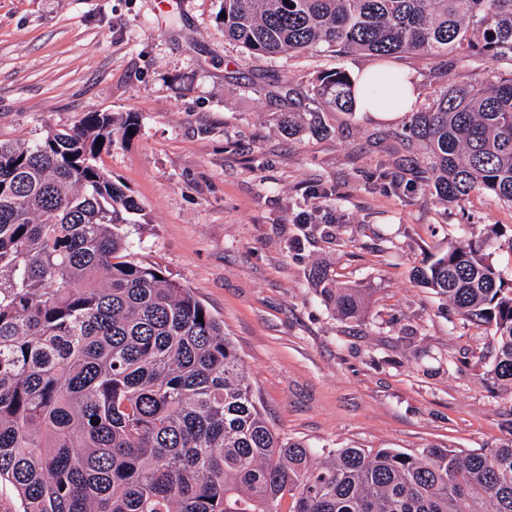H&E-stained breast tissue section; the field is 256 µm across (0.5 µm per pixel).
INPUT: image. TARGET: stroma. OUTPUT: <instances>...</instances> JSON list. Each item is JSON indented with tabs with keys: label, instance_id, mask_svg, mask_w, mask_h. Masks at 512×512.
Here are the masks:
<instances>
[{
	"label": "stroma",
	"instance_id": "1",
	"mask_svg": "<svg viewBox=\"0 0 512 512\" xmlns=\"http://www.w3.org/2000/svg\"><path fill=\"white\" fill-rule=\"evenodd\" d=\"M221 0H0V140L42 137L88 111L132 114L100 165L140 204L128 261L191 288L244 361L260 410L310 447L490 450L512 437V390L487 381L491 330L416 277L466 235L512 227L489 195L465 209L421 184L409 117L329 112L328 134L288 138L289 89L308 95L370 55L323 48L255 56L224 37ZM454 62L391 58L424 108L512 64L458 48ZM369 289L339 319L314 266Z\"/></svg>",
	"mask_w": 512,
	"mask_h": 512
}]
</instances>
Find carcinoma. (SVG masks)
<instances>
[{"label": "carcinoma", "instance_id": "carcinoma-1", "mask_svg": "<svg viewBox=\"0 0 512 512\" xmlns=\"http://www.w3.org/2000/svg\"><path fill=\"white\" fill-rule=\"evenodd\" d=\"M220 13L224 37L255 55L441 56L465 41L512 62V0H224ZM312 100L308 133L324 135L319 113L355 111L353 81L338 68ZM135 126L90 111L0 140V484L21 512H512V438L466 454L317 452L274 431L224 322L192 289L123 260L140 207L97 158ZM410 133L439 203L512 204V76L449 87ZM494 244L512 255L495 225L430 255L418 278L493 330L486 377L512 389V278ZM311 278L341 319H364L368 289L321 267Z\"/></svg>", "mask_w": 512, "mask_h": 512}]
</instances>
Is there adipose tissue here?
<instances>
[{"label":"adipose tissue","instance_id":"1","mask_svg":"<svg viewBox=\"0 0 512 512\" xmlns=\"http://www.w3.org/2000/svg\"><path fill=\"white\" fill-rule=\"evenodd\" d=\"M389 72V67L375 64L363 68L357 75L358 109L376 120L398 119L411 110L416 100L415 88L410 82L411 76L403 72L399 73L398 79L404 88V99L385 97L383 77Z\"/></svg>","mask_w":512,"mask_h":512}]
</instances>
